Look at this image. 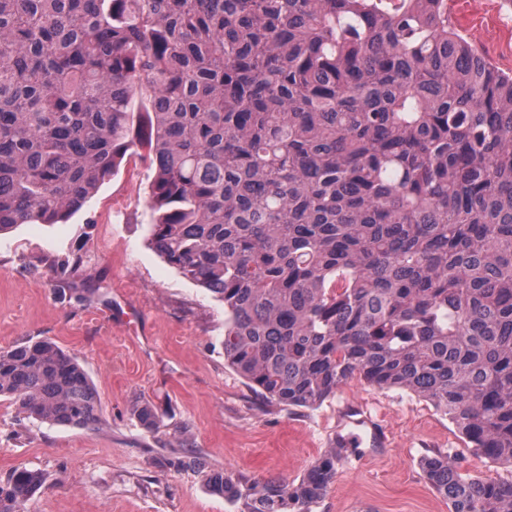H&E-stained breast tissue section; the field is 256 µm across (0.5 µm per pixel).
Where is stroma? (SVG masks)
I'll use <instances>...</instances> for the list:
<instances>
[{
  "instance_id": "1",
  "label": "stroma",
  "mask_w": 512,
  "mask_h": 512,
  "mask_svg": "<svg viewBox=\"0 0 512 512\" xmlns=\"http://www.w3.org/2000/svg\"><path fill=\"white\" fill-rule=\"evenodd\" d=\"M448 18L488 62L512 73V0H448ZM146 157L116 175L64 224L0 235V350L48 338L77 357L100 401L92 428L18 415L0 398V479L35 469L45 484L25 512H237L195 471L166 460L194 452L249 480H299L336 436V413L364 404L388 425L391 448H363L313 512H448L422 455L452 451L493 480L508 469L470 452L447 416L407 392L353 379L315 409L265 401L224 360V305L184 279L149 244ZM78 258L57 275L54 266ZM154 404L147 431L133 406Z\"/></svg>"
}]
</instances>
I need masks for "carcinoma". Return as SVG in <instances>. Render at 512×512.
<instances>
[{"mask_svg": "<svg viewBox=\"0 0 512 512\" xmlns=\"http://www.w3.org/2000/svg\"><path fill=\"white\" fill-rule=\"evenodd\" d=\"M140 149L149 243L224 303V360L253 391L316 408L353 378L407 390L512 470V74L448 0H0V234L65 222ZM1 397L100 421L48 338L0 350ZM348 452L296 483L168 464L239 512H312ZM419 466L449 512H512V479L449 451ZM44 483L13 470L0 512Z\"/></svg>", "mask_w": 512, "mask_h": 512, "instance_id": "obj_1", "label": "carcinoma"}]
</instances>
